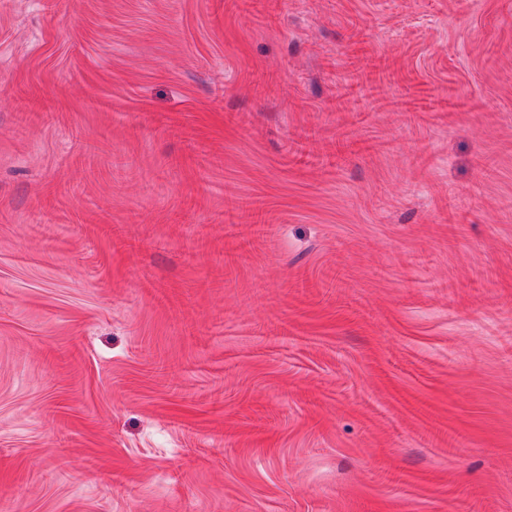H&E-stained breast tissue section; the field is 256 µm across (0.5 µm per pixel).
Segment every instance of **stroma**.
<instances>
[{"mask_svg": "<svg viewBox=\"0 0 512 512\" xmlns=\"http://www.w3.org/2000/svg\"><path fill=\"white\" fill-rule=\"evenodd\" d=\"M0 512H512V0H0Z\"/></svg>", "mask_w": 512, "mask_h": 512, "instance_id": "obj_1", "label": "stroma"}]
</instances>
